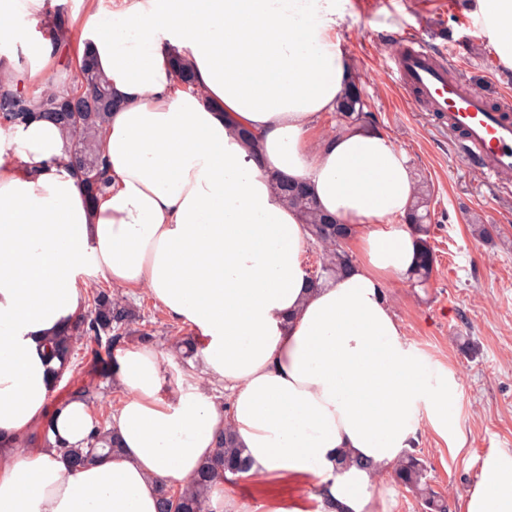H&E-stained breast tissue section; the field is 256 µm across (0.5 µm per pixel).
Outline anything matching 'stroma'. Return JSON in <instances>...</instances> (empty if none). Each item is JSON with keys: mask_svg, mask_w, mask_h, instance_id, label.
<instances>
[{"mask_svg": "<svg viewBox=\"0 0 512 512\" xmlns=\"http://www.w3.org/2000/svg\"><path fill=\"white\" fill-rule=\"evenodd\" d=\"M339 37L378 127L403 151L415 183L431 190V279L423 288L404 277L391 279L385 298L407 340L462 386L455 426L461 447H449L425 425L414 448L449 512H462L483 477L486 456L512 454V176L492 184L461 165L431 113L400 97L390 57L403 40L424 39L455 73L498 101L512 93V70L474 24L466 0H350ZM479 224L489 228V237L477 236ZM124 295L139 316V330L152 331L167 372L189 371L191 360L182 359L175 344L191 328L168 318L146 290ZM112 361V352L97 356L78 343L49 408L90 384L97 388L98 415H111L122 394L101 370Z\"/></svg>", "mask_w": 512, "mask_h": 512, "instance_id": "obj_1", "label": "stroma"}]
</instances>
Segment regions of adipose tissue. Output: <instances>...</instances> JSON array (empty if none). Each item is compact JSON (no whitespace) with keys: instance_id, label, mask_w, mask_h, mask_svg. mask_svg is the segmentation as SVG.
I'll use <instances>...</instances> for the list:
<instances>
[{"instance_id":"adipose-tissue-1","label":"adipose tissue","mask_w":512,"mask_h":512,"mask_svg":"<svg viewBox=\"0 0 512 512\" xmlns=\"http://www.w3.org/2000/svg\"><path fill=\"white\" fill-rule=\"evenodd\" d=\"M348 0H118L89 9L79 54L93 56L118 105L100 143L110 184L89 201L59 161L67 142L46 119L0 129V512H157L159 486H183L232 429L254 478L311 484L319 512H386L375 471L392 468L421 425L447 435L459 385L408 344L384 295L408 275L417 238L405 155L377 128L323 132L347 76L337 32ZM472 17L512 69V0H472ZM47 0H0V78L46 80L61 48L29 36ZM185 50L192 86L169 66ZM258 140L250 156L237 136ZM303 184L347 224L357 254L315 288L307 232L268 181ZM147 289L196 333L201 371L229 393L218 404L163 353L117 349L123 398L117 450L84 467L98 418L84 400L48 411L61 364L45 342L85 311L83 276ZM48 424V441L14 439ZM354 464L338 467L343 457ZM464 512H512V455L484 461Z\"/></svg>"}]
</instances>
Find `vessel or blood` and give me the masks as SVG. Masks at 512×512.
<instances>
[{"label":"vessel or blood","instance_id":"vessel-or-blood-1","mask_svg":"<svg viewBox=\"0 0 512 512\" xmlns=\"http://www.w3.org/2000/svg\"><path fill=\"white\" fill-rule=\"evenodd\" d=\"M391 73L405 98L434 113L463 165L478 168L491 183L512 174V110L492 106L463 78H449L447 65L419 39L392 54Z\"/></svg>","mask_w":512,"mask_h":512}]
</instances>
